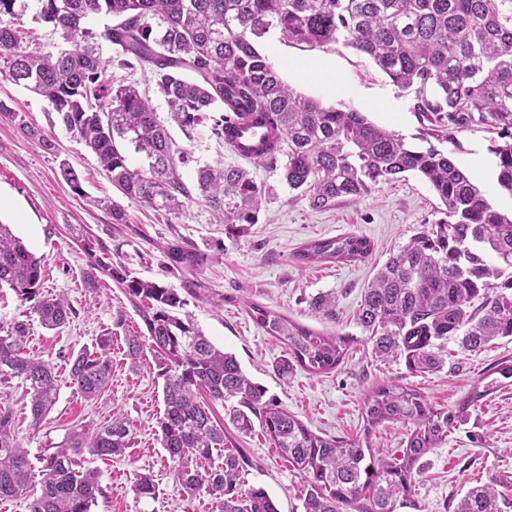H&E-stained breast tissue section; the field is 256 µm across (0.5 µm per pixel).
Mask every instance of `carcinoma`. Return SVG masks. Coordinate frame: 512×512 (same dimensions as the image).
I'll return each instance as SVG.
<instances>
[{
	"label": "carcinoma",
	"instance_id": "carcinoma-1",
	"mask_svg": "<svg viewBox=\"0 0 512 512\" xmlns=\"http://www.w3.org/2000/svg\"><path fill=\"white\" fill-rule=\"evenodd\" d=\"M51 25L55 50H20L14 20L27 11ZM105 14L115 23L96 33L88 20ZM275 30L281 39L310 50L341 45L369 56L399 89L412 96L419 122L416 147L360 112L325 107L287 85L260 50ZM117 49L102 57V43ZM148 68L171 119L184 134L207 120L224 136V124L242 106L267 119L282 139L269 143L270 166L286 157L283 179L310 206L327 210L359 202L397 175L427 181L443 205V218L410 238L377 271L365 289L357 325L380 360L402 358L413 371L439 370L448 340L468 352L512 338V280L496 283L512 268V215L496 209L442 145L458 147L456 133L490 134L499 188L512 195V0H0V76L41 95L59 123L96 156L112 186L156 211L178 214L192 193L179 165L187 162L151 102L134 85H113L112 65ZM47 152L55 142L19 122ZM194 188L238 237L259 223L269 188L236 165L196 171ZM89 277L103 274L135 304L147 336L126 339L134 364L151 354L163 378L162 447L178 465L184 488L204 492L219 512H278L262 488L241 479L249 465L227 447L211 405L224 404L242 432H262L304 475L303 512H397L413 508L416 463L447 440L469 409L512 380V363L489 369V381L451 409L436 408L418 390L380 384L363 399L364 429L348 439L323 437L288 413L252 381L236 357L217 349L174 288L132 276L86 238ZM164 267L185 276L184 290L201 287L188 278L205 261L194 246L174 240L160 246ZM373 251L364 237L345 234L303 244L297 263H356ZM40 261L8 225L0 223V288H10L47 329L72 314L60 297L40 291ZM478 308H471L473 302ZM257 328L288 347L291 359L310 374L335 370L356 339L315 331L258 303L247 304ZM28 323H0V384L19 379L30 395V428L40 427L56 398L54 367L25 353ZM111 339L103 337L71 358L70 375L87 400L112 377ZM383 422L414 426L395 456L374 454L373 429ZM134 442L131 422L121 416L96 428L71 430L52 452L31 461L15 431L10 408L0 405V501L29 496L28 512H90L103 487L87 458L121 456ZM224 451L216 462L214 453ZM40 492L31 494L34 464ZM139 497L156 496L147 475L134 483ZM494 486L466 491L453 512H499Z\"/></svg>",
	"mask_w": 512,
	"mask_h": 512
}]
</instances>
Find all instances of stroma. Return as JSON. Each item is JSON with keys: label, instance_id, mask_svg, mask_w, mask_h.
Listing matches in <instances>:
<instances>
[{"label": "stroma", "instance_id": "obj_1", "mask_svg": "<svg viewBox=\"0 0 512 512\" xmlns=\"http://www.w3.org/2000/svg\"><path fill=\"white\" fill-rule=\"evenodd\" d=\"M261 48L282 80L296 92L324 106L363 113L375 125L414 137L419 127L410 95L399 90L368 56L344 47L302 50L271 34ZM0 100L19 112L27 123L56 143L44 151L28 138L17 122L0 115V222L10 225L42 268L41 291L62 296L70 304L69 322L55 330L43 328L31 304L21 302L9 288H0V323L14 319L30 323L26 350L51 363L57 375V397L41 428L29 427V398L20 381L0 385V396L13 412L19 437L31 455L62 441L80 426L97 427L113 414L133 425L134 445L124 456L97 459L104 495L91 512H217L214 499L190 493L177 478L174 463L162 448L157 421L164 404L162 381L152 360L132 365L126 358V339L145 335L133 304L109 277H89V258L82 236L97 240L120 262L144 280L181 288L180 275L165 273L159 244L180 239L206 252V263L195 272L200 287L186 295L184 310L218 348L236 355L242 369L264 386L270 397L313 432L348 438L364 427L363 398L372 387L395 382L418 389L437 407H454L495 364L512 360V340L501 339L481 352L460 350L448 343V358L435 372L408 371L403 360L382 361L361 342L355 316L368 284L386 259L418 231L439 218L440 200L421 177L405 173L357 203L329 210L313 209L307 198L289 190L282 171L256 162H240L210 124L191 134L178 127L170 132L189 162L181 172L193 183L198 167L244 164L257 183L272 190L259 224L250 233L232 238L200 199L192 198L174 216L154 211L123 197L101 171L96 157L78 137L58 124L44 98L0 78ZM453 158L499 210L512 211V195L496 182L495 161L488 151L489 136L462 131ZM69 163L84 189L76 195L60 172ZM95 197L119 202L127 213L124 224L113 223L109 212L92 205ZM356 234L373 244L363 262L297 264L294 251L317 239ZM335 296V310L315 308L316 297ZM223 297V307L213 300ZM259 303L312 329L356 335L344 362L327 374L296 369L279 376L276 366L288 355L286 346L257 328L247 313ZM112 344V380L95 400H85L71 376L72 355L93 347L100 337ZM216 420L249 460L247 485L264 488L278 512H303L305 479L260 432L241 434L230 423L223 404L213 406ZM158 486L155 498H137L132 490L138 475ZM502 484L499 512H512V385L501 388L471 409L464 423L449 433L440 448L425 455L413 473L412 499L416 512H448L451 501L478 484Z\"/></svg>", "mask_w": 512, "mask_h": 512}]
</instances>
